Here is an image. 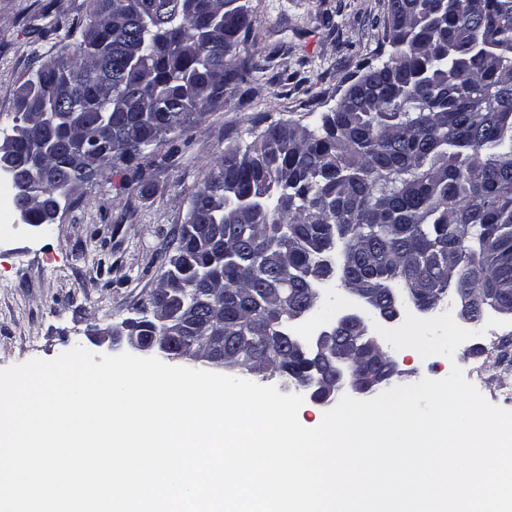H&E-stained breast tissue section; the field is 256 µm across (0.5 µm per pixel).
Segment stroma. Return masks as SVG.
<instances>
[{"instance_id": "1", "label": "stroma", "mask_w": 512, "mask_h": 512, "mask_svg": "<svg viewBox=\"0 0 512 512\" xmlns=\"http://www.w3.org/2000/svg\"><path fill=\"white\" fill-rule=\"evenodd\" d=\"M259 67L223 105L194 124L174 165L153 164L150 189L124 188L107 172L62 207L53 224L0 226V369L51 360L80 346L98 354L99 330L138 317L156 288L165 253L183 224L190 195L211 160L232 142H251L258 120L319 125L335 107L344 78L373 56L383 32L382 0H250ZM86 0H0V129L10 128L21 84L59 51L76 53ZM503 337L512 356V324L462 343L453 359L393 351L405 385L448 375L452 365L486 378L482 395L512 388V359L490 354Z\"/></svg>"}]
</instances>
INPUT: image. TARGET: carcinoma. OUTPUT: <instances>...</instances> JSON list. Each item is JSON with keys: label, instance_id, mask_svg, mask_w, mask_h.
<instances>
[{"label": "carcinoma", "instance_id": "1", "mask_svg": "<svg viewBox=\"0 0 512 512\" xmlns=\"http://www.w3.org/2000/svg\"><path fill=\"white\" fill-rule=\"evenodd\" d=\"M382 44L321 129L271 122L216 156L190 196L174 253L150 300L174 309L200 286L224 289L226 361L248 328L265 371L304 383L313 358L268 348L305 315L314 280L340 281L388 311L404 297L437 309L470 289L473 318L512 303V0H384ZM254 31L249 0H89L80 51L61 52L15 101L14 174L39 176V196L13 206L39 224L57 187L75 190L107 168L126 185L162 145L178 153L193 124L256 68L241 55ZM107 118L90 166L75 149Z\"/></svg>", "mask_w": 512, "mask_h": 512}]
</instances>
